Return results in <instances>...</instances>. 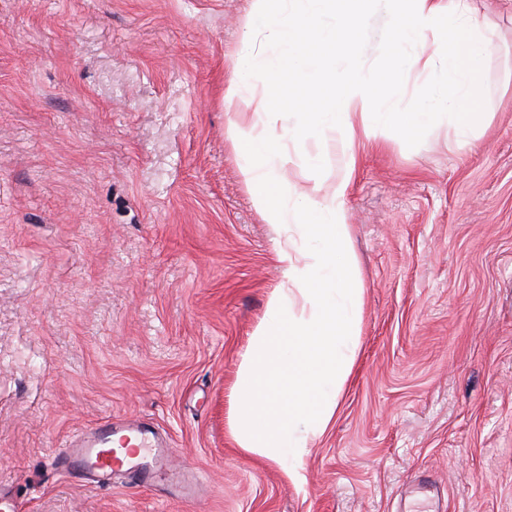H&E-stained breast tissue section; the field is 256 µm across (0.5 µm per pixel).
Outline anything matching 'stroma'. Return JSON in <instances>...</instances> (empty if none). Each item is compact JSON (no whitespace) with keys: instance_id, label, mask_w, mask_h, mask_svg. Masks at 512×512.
I'll return each mask as SVG.
<instances>
[{"instance_id":"1","label":"stroma","mask_w":512,"mask_h":512,"mask_svg":"<svg viewBox=\"0 0 512 512\" xmlns=\"http://www.w3.org/2000/svg\"><path fill=\"white\" fill-rule=\"evenodd\" d=\"M498 48L484 118L460 148L357 129L343 198L358 259V349L304 480L237 448L236 370L287 285L231 124L278 139L287 184L336 185V131L271 111L280 48L251 0H0V490L18 512H512V0H473ZM389 0H368L354 56L390 98L412 55ZM257 66L225 101L233 57ZM402 74L410 102L445 71ZM169 444L201 472L191 500L165 477L66 474L70 434L105 419Z\"/></svg>"}]
</instances>
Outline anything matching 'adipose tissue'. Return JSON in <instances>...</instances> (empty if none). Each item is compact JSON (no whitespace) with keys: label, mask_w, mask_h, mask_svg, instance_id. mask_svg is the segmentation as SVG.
<instances>
[{"label":"adipose tissue","mask_w":512,"mask_h":512,"mask_svg":"<svg viewBox=\"0 0 512 512\" xmlns=\"http://www.w3.org/2000/svg\"><path fill=\"white\" fill-rule=\"evenodd\" d=\"M342 2L360 18L362 0H304L301 11L288 0H253V11L283 47L266 72L275 99L299 91L298 104L307 115L323 118L344 135L356 124L383 122L411 135L425 129L436 111L448 113L460 144L471 141L481 118L482 63L496 48L495 38L468 6V0H393L408 20L399 30V43L416 48L408 62L429 63V36L451 37L447 80L430 87L406 105L391 104L384 112L368 109L372 79L359 66L335 70L328 50L335 44L354 47L355 26L326 29L321 15ZM231 133L251 162L243 171L254 201L271 224L293 223L297 234L278 245L288 287L268 299L254 328L236 375V408L231 434L237 447L278 462L287 480L303 479L298 465L307 448L328 431L336 417L338 396L353 365L361 331L363 288L350 250V228L342 198L353 164L350 145L336 180L335 192L321 195L319 182L305 194L285 192L269 166L277 150L271 138L233 125ZM315 242L299 253L297 239Z\"/></svg>","instance_id":"ef3b65f1"}]
</instances>
